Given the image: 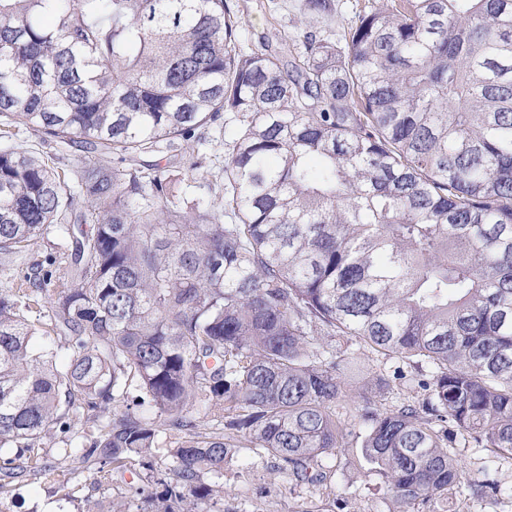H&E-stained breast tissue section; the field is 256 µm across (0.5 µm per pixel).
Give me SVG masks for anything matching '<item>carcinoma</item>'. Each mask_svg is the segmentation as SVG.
Returning <instances> with one entry per match:
<instances>
[{"label": "carcinoma", "instance_id": "obj_1", "mask_svg": "<svg viewBox=\"0 0 512 512\" xmlns=\"http://www.w3.org/2000/svg\"><path fill=\"white\" fill-rule=\"evenodd\" d=\"M238 28L227 0H0V114L114 162L0 151V258L77 195L92 226L79 283L0 289V509L47 476L16 461L56 433L53 470L77 459L99 483L131 457L153 471L182 433L175 485L140 512L184 488L181 512H202L242 436L310 480L349 447L340 366L360 346L429 369L422 401L364 405L355 442L403 512L458 485L457 438L512 456V0L367 5L340 41L291 37L290 60ZM223 112L222 207L122 167ZM179 441V434L177 431H168L167 436H163L159 440V448H157L155 452L154 459V480L155 481H165L170 482L173 481V473L170 469H172V460L167 455L166 448H172L176 445L175 442Z\"/></svg>", "mask_w": 512, "mask_h": 512}]
</instances>
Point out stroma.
Listing matches in <instances>:
<instances>
[{
	"instance_id": "1",
	"label": "stroma",
	"mask_w": 512,
	"mask_h": 512,
	"mask_svg": "<svg viewBox=\"0 0 512 512\" xmlns=\"http://www.w3.org/2000/svg\"><path fill=\"white\" fill-rule=\"evenodd\" d=\"M303 2L228 0L231 10L241 21L242 47L248 50L266 45L277 50L287 32H310L338 38L344 28L354 25L366 0H333L336 10L332 18L311 23L302 12ZM231 136V126L218 120L199 129L193 141L182 143L171 151L153 154L148 161L157 165L159 172L168 178L183 205L220 204L224 201V142ZM8 147L25 148L53 157L58 166L66 169L86 162L105 168L112 165L111 154L66 144L30 128L21 130L14 139H1L0 148ZM90 230L87 224L50 225L29 252L13 259V277L23 278L30 273L33 264L38 263L51 274L46 288L56 291L67 269V248ZM389 367L400 370V377L388 386L377 387V373ZM426 374L425 367L415 361L388 357L368 348L357 350L351 356L346 372L350 399L338 402L336 412L351 435H358L363 429L359 407L370 400L389 411L421 401L423 391L418 382ZM450 453L464 466V480L449 494L434 497L420 506L419 512H512V460L483 448L470 447L461 440ZM140 469L139 458L126 460L124 467L113 470L112 487L108 490L98 487L87 473L79 482L65 486L51 480L34 483L23 477L18 481V498L11 510L58 512L61 498L68 494L79 506L90 501L98 504L102 512H128L136 497L131 477ZM321 470L323 479L295 480L279 470L262 449L243 441L226 461L221 476L204 475V482L213 488L207 507L209 512H401V504L387 493L381 477L367 471L355 449L324 456ZM488 472L498 480L499 493L486 497L475 495V484Z\"/></svg>"
}]
</instances>
